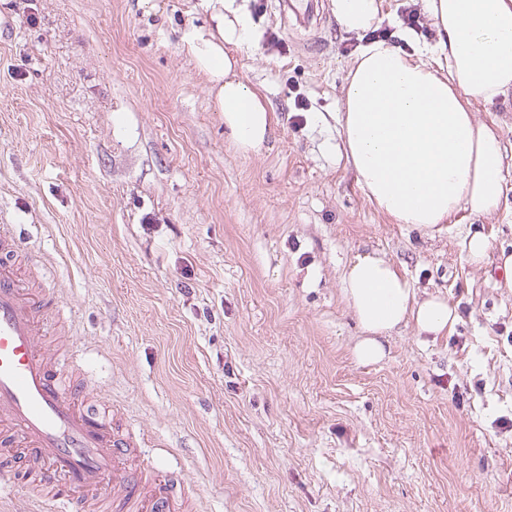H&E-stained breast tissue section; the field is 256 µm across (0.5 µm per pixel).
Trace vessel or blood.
Listing matches in <instances>:
<instances>
[{
	"label": "vessel or blood",
	"mask_w": 512,
	"mask_h": 512,
	"mask_svg": "<svg viewBox=\"0 0 512 512\" xmlns=\"http://www.w3.org/2000/svg\"><path fill=\"white\" fill-rule=\"evenodd\" d=\"M21 251L11 225L0 224V462L35 464L45 494L33 512H83L91 494L109 512L114 489L126 512H185L176 488L152 468L124 469L131 441L85 408L81 387L59 386V363L39 347L56 296L21 278L13 260Z\"/></svg>",
	"instance_id": "obj_1"
}]
</instances>
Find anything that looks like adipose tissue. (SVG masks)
Here are the masks:
<instances>
[{
    "label": "adipose tissue",
    "mask_w": 512,
    "mask_h": 512,
    "mask_svg": "<svg viewBox=\"0 0 512 512\" xmlns=\"http://www.w3.org/2000/svg\"><path fill=\"white\" fill-rule=\"evenodd\" d=\"M432 42L412 52L386 40L365 44L345 78L336 114L340 146L360 189L394 222L431 235L497 210L505 149L478 121L472 102L512 95V0H425ZM210 25L188 24L180 44L208 83L213 106L237 151H259L279 118L237 74V48L250 45L251 16L236 0H201ZM339 28L363 36L381 20L382 0H330ZM343 294L362 336L353 349L364 365L381 361L391 332L415 324L443 336L458 315L437 295L418 298L395 265L357 257Z\"/></svg>",
    "instance_id": "adipose-tissue-1"
}]
</instances>
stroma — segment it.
<instances>
[{"label": "stroma", "mask_w": 512, "mask_h": 512, "mask_svg": "<svg viewBox=\"0 0 512 512\" xmlns=\"http://www.w3.org/2000/svg\"><path fill=\"white\" fill-rule=\"evenodd\" d=\"M242 6L238 75L281 119L247 155L180 46L199 0H0V224L52 274L86 405L187 512H512V169L471 225L394 223L335 151L360 39ZM410 9L432 38L423 0H383L381 31ZM366 253L456 307L447 335L355 361ZM461 245L474 263L481 261L491 247L489 239L479 231L467 233L462 238Z\"/></svg>", "instance_id": "35a3bbf8"}]
</instances>
